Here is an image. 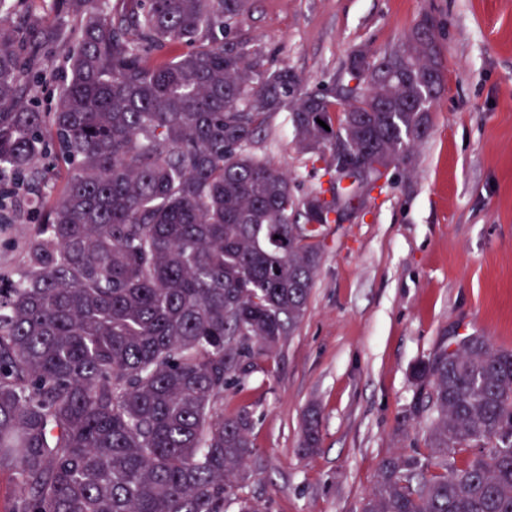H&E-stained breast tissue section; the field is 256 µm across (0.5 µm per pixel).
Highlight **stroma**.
Masks as SVG:
<instances>
[{
  "label": "stroma",
  "instance_id": "obj_1",
  "mask_svg": "<svg viewBox=\"0 0 512 512\" xmlns=\"http://www.w3.org/2000/svg\"><path fill=\"white\" fill-rule=\"evenodd\" d=\"M445 85L431 128L368 208L324 227L306 313L224 411L254 415L245 491L268 512H361L382 461L423 446L412 366L465 334L512 349V0H250L234 29L307 87L334 86L361 46L384 52L423 16ZM298 193L316 186L288 111L256 147ZM321 414L318 453L298 452Z\"/></svg>",
  "mask_w": 512,
  "mask_h": 512
}]
</instances>
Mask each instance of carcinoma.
I'll return each instance as SVG.
<instances>
[{
	"label": "carcinoma",
	"instance_id": "obj_1",
	"mask_svg": "<svg viewBox=\"0 0 512 512\" xmlns=\"http://www.w3.org/2000/svg\"><path fill=\"white\" fill-rule=\"evenodd\" d=\"M23 2L0 0V231L38 222L0 271V512H263L240 493L253 415L224 390L279 353L324 226L383 178L343 185L336 140L393 166L428 134L435 23L307 90L232 35L247 0H56L54 25ZM286 108L320 179L301 196L255 152ZM412 377L430 451L384 459L362 512H512V350L467 335ZM319 447L312 409L300 451ZM47 71V85L39 87V93L36 97V101L44 107L49 99V96L56 93V88L62 83L63 77L65 76V63L62 58L54 60L49 63Z\"/></svg>",
	"mask_w": 512,
	"mask_h": 512
}]
</instances>
